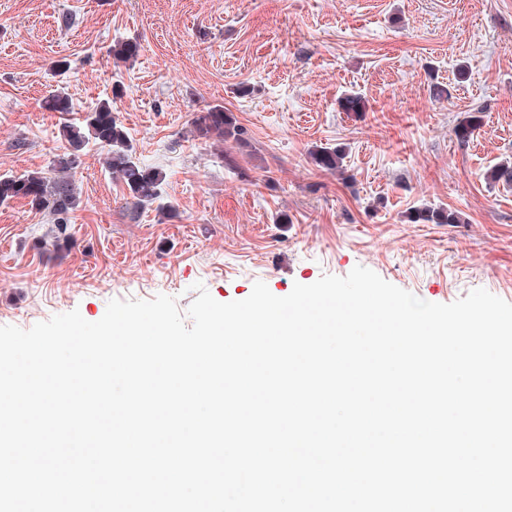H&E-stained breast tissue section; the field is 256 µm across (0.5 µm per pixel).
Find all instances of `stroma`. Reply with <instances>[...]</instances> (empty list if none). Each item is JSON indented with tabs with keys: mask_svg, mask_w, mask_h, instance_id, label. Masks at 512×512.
<instances>
[{
	"mask_svg": "<svg viewBox=\"0 0 512 512\" xmlns=\"http://www.w3.org/2000/svg\"><path fill=\"white\" fill-rule=\"evenodd\" d=\"M126 39L140 53L114 63ZM57 89L70 114L42 108ZM348 93L365 112L341 109ZM108 99L163 199L134 207L92 143L70 250L26 200L0 206V325L160 294L184 311L198 282L220 302L258 281L284 297L358 265L429 302H512V189L483 177L512 159V0H0V174L48 170L62 122ZM215 105L247 131L234 171L189 134ZM317 146L345 148V175L309 163ZM423 208L461 221L409 222Z\"/></svg>",
	"mask_w": 512,
	"mask_h": 512,
	"instance_id": "35a3bbf8",
	"label": "stroma"
}]
</instances>
